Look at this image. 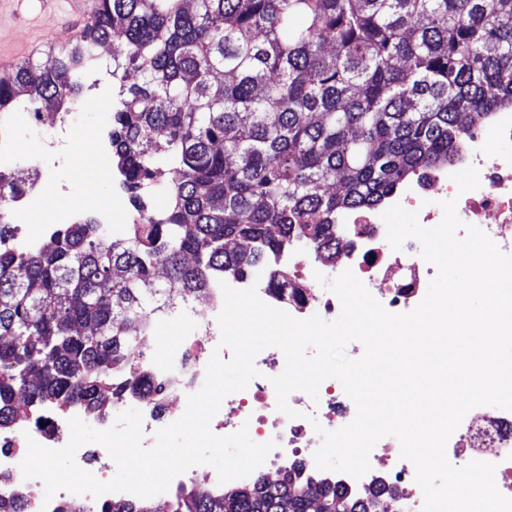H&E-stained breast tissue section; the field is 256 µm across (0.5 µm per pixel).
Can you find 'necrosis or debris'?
I'll list each match as a JSON object with an SVG mask.
<instances>
[{
  "label": "necrosis or debris",
  "mask_w": 512,
  "mask_h": 512,
  "mask_svg": "<svg viewBox=\"0 0 512 512\" xmlns=\"http://www.w3.org/2000/svg\"><path fill=\"white\" fill-rule=\"evenodd\" d=\"M481 130H473L459 152L457 161L445 172H436L422 189H401L397 199L407 210L417 213L421 226H429L443 216L441 202L455 200L456 213L464 227L458 237H465L466 226L480 228L506 254L512 255V155L496 151ZM381 210L348 212L340 216L336 226V257L318 261L297 249L277 257V264L288 269V297L280 299L268 288L258 291L270 306L284 310L298 319L320 315L336 318L342 311L340 299L320 288L318 277L334 278L352 271L371 295L388 311L402 314L421 302V274L433 273V264L425 261L417 240H406L401 249H393L386 238ZM223 307L220 286H213L205 306L192 309V328L179 343L160 360H148L146 375L160 385L155 403L139 400L143 415L144 446H152L154 434L180 418L174 402L197 392L205 379L206 365L212 353L222 360L232 352L220 348L217 317ZM281 351L276 347L262 350L254 360L258 377L245 390L228 395L213 417L210 427L218 436L247 429L252 441L275 442L276 450L285 458L300 462L304 470L316 473L314 452L321 443L319 429L335 430L337 418L352 421L356 406L345 391L337 388L335 379L323 381V394L311 400L302 391L292 392L288 403L295 417L276 408V395L270 382L278 375ZM122 406L113 401L107 414H91L74 407L64 413L45 412L39 427L28 428L19 423L0 432V490L15 489L26 493L33 512H57L58 500L46 501L38 495L39 479L24 478L20 450L28 440L49 448L64 447L70 436L68 421L77 417L97 430L112 427ZM446 455L449 462L462 467L472 461L495 464L494 479L501 494L512 497V411L478 406L471 409L450 436ZM370 468L361 478L342 473L338 479L348 491L369 497L381 489L395 492V512H422L424 496L415 480L413 463L401 456L400 443L386 436L369 454Z\"/></svg>",
  "instance_id": "obj_1"
}]
</instances>
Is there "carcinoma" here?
Masks as SVG:
<instances>
[{"instance_id":"cac0c4a2","label":"carcinoma","mask_w":512,"mask_h":512,"mask_svg":"<svg viewBox=\"0 0 512 512\" xmlns=\"http://www.w3.org/2000/svg\"><path fill=\"white\" fill-rule=\"evenodd\" d=\"M91 0L65 48L0 78V116L60 112L112 49L108 138L140 224L95 218L24 254L8 213L33 182L0 171V430L51 404L96 412L143 394L147 317L296 245L332 258L339 214L383 206L457 160L474 117L512 110V0ZM131 73L141 80L128 81ZM162 186L153 212L141 194ZM0 512H27L20 491ZM168 512H367L293 462L269 483L177 487Z\"/></svg>"}]
</instances>
